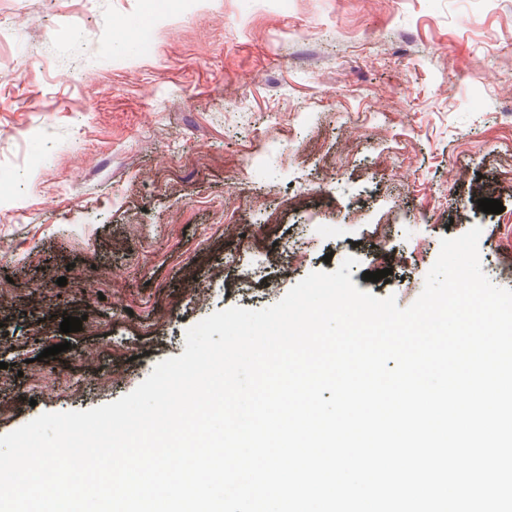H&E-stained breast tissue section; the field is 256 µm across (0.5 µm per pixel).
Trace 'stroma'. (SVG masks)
I'll return each mask as SVG.
<instances>
[{"instance_id":"stroma-1","label":"stroma","mask_w":512,"mask_h":512,"mask_svg":"<svg viewBox=\"0 0 512 512\" xmlns=\"http://www.w3.org/2000/svg\"><path fill=\"white\" fill-rule=\"evenodd\" d=\"M475 226L512 289V0H0V436L349 256L409 307Z\"/></svg>"}]
</instances>
